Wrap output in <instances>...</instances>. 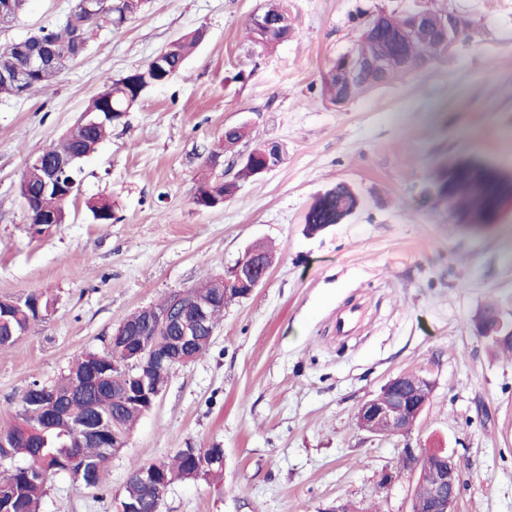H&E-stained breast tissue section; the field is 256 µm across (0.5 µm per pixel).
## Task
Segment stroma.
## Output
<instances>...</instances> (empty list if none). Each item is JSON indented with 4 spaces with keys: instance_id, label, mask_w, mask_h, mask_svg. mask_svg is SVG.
<instances>
[{
    "instance_id": "1",
    "label": "stroma",
    "mask_w": 512,
    "mask_h": 512,
    "mask_svg": "<svg viewBox=\"0 0 512 512\" xmlns=\"http://www.w3.org/2000/svg\"><path fill=\"white\" fill-rule=\"evenodd\" d=\"M268 2L141 0L121 26L93 33L52 86L0 98V299L37 292L53 304L0 349V428L31 381L55 379L102 350L127 315L264 243L275 250L265 281L225 307L207 355L172 373L106 483L56 477L42 512H113L131 462L215 446L221 483L173 484L161 512H323L338 501L408 512L416 474L379 485L408 443L456 454L460 512H512V352L495 354L473 323L488 305L512 320V209L476 233L420 194L445 158L512 171V0H284L291 34L262 46L246 28ZM71 4L29 0L0 27V48L61 26ZM414 9L455 12L470 39L416 76L330 103L322 76L366 14ZM198 30L181 73L149 89L83 162L65 223L29 224L19 191L28 157L75 127L104 79ZM233 126L247 134L228 148ZM271 141L282 163L238 178V156ZM215 179L234 193L198 209L200 185ZM340 183L360 207L309 231V206ZM97 199L111 202L112 223L94 220ZM352 308L359 325L337 335V315ZM406 371L432 383L414 430H358V406Z\"/></svg>"
}]
</instances>
